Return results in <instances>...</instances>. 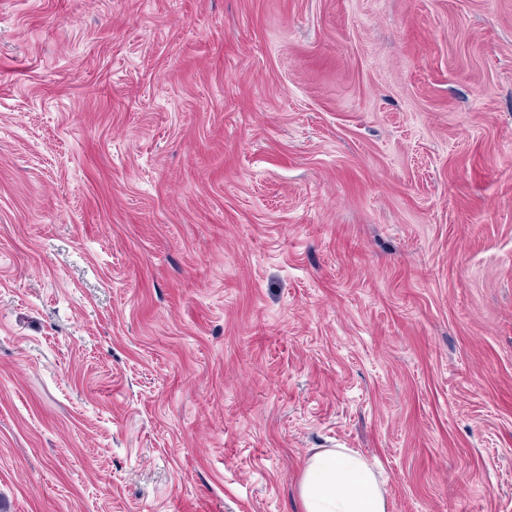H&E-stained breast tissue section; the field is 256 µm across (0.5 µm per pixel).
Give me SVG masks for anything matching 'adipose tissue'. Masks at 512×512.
Wrapping results in <instances>:
<instances>
[{"label":"adipose tissue","mask_w":512,"mask_h":512,"mask_svg":"<svg viewBox=\"0 0 512 512\" xmlns=\"http://www.w3.org/2000/svg\"><path fill=\"white\" fill-rule=\"evenodd\" d=\"M298 494L302 512H388L372 464L351 448H324L311 455Z\"/></svg>","instance_id":"obj_1"}]
</instances>
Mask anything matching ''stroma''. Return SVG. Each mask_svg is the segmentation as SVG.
I'll return each mask as SVG.
<instances>
[{
    "label": "stroma",
    "instance_id": "stroma-1",
    "mask_svg": "<svg viewBox=\"0 0 512 512\" xmlns=\"http://www.w3.org/2000/svg\"><path fill=\"white\" fill-rule=\"evenodd\" d=\"M512 512V0H0V512ZM298 494L303 512H388L373 465L351 448H322L311 455Z\"/></svg>",
    "mask_w": 512,
    "mask_h": 512
}]
</instances>
